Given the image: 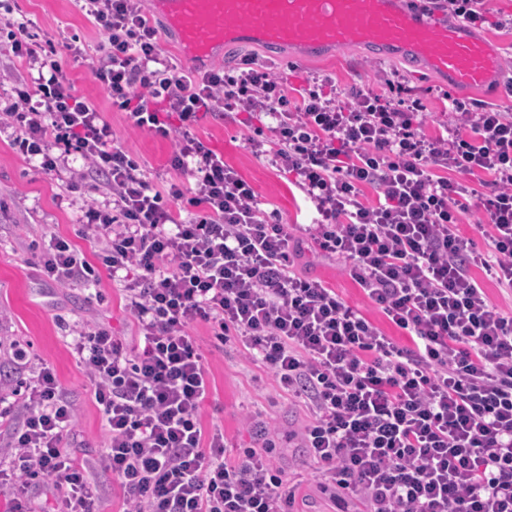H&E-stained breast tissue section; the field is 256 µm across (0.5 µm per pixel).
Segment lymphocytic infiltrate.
<instances>
[{"mask_svg": "<svg viewBox=\"0 0 512 512\" xmlns=\"http://www.w3.org/2000/svg\"><path fill=\"white\" fill-rule=\"evenodd\" d=\"M84 2L105 37L94 79L132 128L177 131L169 164L190 186L156 189L19 21L11 51L38 76L16 88L0 125L44 172L80 159L70 189L98 181L100 198L79 219L95 261L54 236L40 270L63 288L119 278L143 339L131 350L88 323L72 338L105 423L100 465L123 488L125 512H288L292 502L270 448L231 456L223 434L204 433L209 382L190 334L199 320L309 410L302 439L342 512L353 499L365 512H512V311L472 276L481 269L512 292V113L470 112L453 99L443 134L430 137L425 105L402 83L340 104L325 83L291 90L251 58L235 76L220 66L182 71L163 55L142 0ZM418 9L474 28L489 21L488 0H419ZM233 110L271 118L274 148L249 146L294 175L315 208L311 223H280L195 138L201 113ZM465 176L482 188L476 203ZM366 186L375 203L362 201ZM179 201L182 218L172 210ZM473 208L484 216V252L458 231ZM307 249L340 260L407 345L297 274ZM19 402L22 416L0 444L9 512H35L34 478L57 491L54 512H92L89 471L64 451L77 408L50 367Z\"/></svg>", "mask_w": 512, "mask_h": 512, "instance_id": "obj_1", "label": "lymphocytic infiltrate"}]
</instances>
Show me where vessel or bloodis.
Here are the masks:
<instances>
[{"mask_svg":"<svg viewBox=\"0 0 512 512\" xmlns=\"http://www.w3.org/2000/svg\"><path fill=\"white\" fill-rule=\"evenodd\" d=\"M183 54L206 62L225 46H295L320 57L351 45L424 62L449 85L484 90L500 76L497 51L461 21L421 15L401 0H149Z\"/></svg>","mask_w":512,"mask_h":512,"instance_id":"b4317fda","label":"vessel or blood"}]
</instances>
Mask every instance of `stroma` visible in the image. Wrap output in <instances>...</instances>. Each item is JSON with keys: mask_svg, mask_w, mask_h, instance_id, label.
<instances>
[{"mask_svg": "<svg viewBox=\"0 0 512 512\" xmlns=\"http://www.w3.org/2000/svg\"><path fill=\"white\" fill-rule=\"evenodd\" d=\"M489 25L479 28L498 51L505 68L504 80L487 91H468L448 86L426 65L405 57H380L368 48L355 46L321 57L306 56L299 48L269 50L255 44L225 47L219 64L225 73L237 74L241 61L250 56L272 64L292 86L312 79L332 77L338 89L357 87L363 92L383 93L389 82L413 87L431 118L427 133L438 129V113L447 97L457 98L469 111L480 106L512 109V30L499 28L498 20L512 17V0H490ZM0 13L27 23L30 38L52 40L55 59L73 90L92 101L122 139L128 151L155 185L186 182L184 173L173 170L169 159L176 140L150 131L131 129L124 112L113 109L110 99L90 73L104 37L81 11L78 0H0ZM79 38L86 59L73 61L61 46ZM31 66L10 51L6 34L0 33V108L13 102L15 86L26 80ZM194 135L207 148L223 157L255 190L266 211L277 212L285 224L310 223L315 214L292 176L279 172L269 158L256 157L246 146L247 138L272 140L269 121L260 112L201 114ZM68 170L47 174L36 163L14 152L9 131L0 132V396L13 402L20 379L11 356L26 352L32 370L52 367L70 399L78 408L73 436L67 449L77 462L90 468L97 490L96 512H123V489L102 472L98 459L106 444L101 414L93 390L71 347L70 329L81 322L97 323L119 336L128 348L137 347L140 337L125 306L119 283L103 278L100 285L106 302H97L89 291L63 288L45 278L39 259L46 241L58 235L71 240L79 251L92 254L94 246L79 233L78 223L90 191L67 192ZM298 274L324 281L349 305L362 310L378 324L382 312L371 306L358 285L341 269L336 259L308 253L295 265ZM204 355L210 392L200 409L206 431H220L229 450L259 448L266 440L260 426H275L274 456L293 495V512H333L335 502L325 491L303 446L300 433L308 421L304 408L282 395L272 375L249 363L242 353L215 339L207 323L196 322L191 330Z\"/></svg>", "mask_w": 512, "mask_h": 512, "instance_id": "obj_1", "label": "stroma"}]
</instances>
